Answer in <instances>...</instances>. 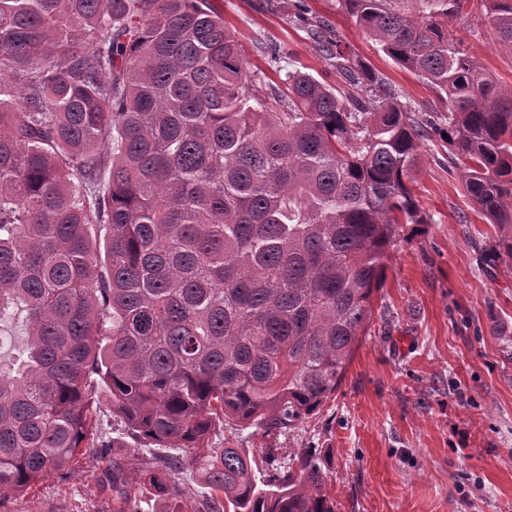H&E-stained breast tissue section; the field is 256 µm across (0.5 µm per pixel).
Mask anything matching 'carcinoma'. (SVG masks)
<instances>
[{"mask_svg": "<svg viewBox=\"0 0 512 512\" xmlns=\"http://www.w3.org/2000/svg\"><path fill=\"white\" fill-rule=\"evenodd\" d=\"M470 2L336 0L446 106L419 117L309 21L342 83L270 49L265 98L212 0H0V322L28 336L0 366V495L128 437L155 449L112 453V512L136 486L158 512H336L321 450L216 438L289 436L336 395L400 225L433 221L427 135L496 228L483 262L512 260V87L449 25ZM479 2L512 55V0ZM24 313L17 314L15 319L10 322L1 323L0 329L2 328L5 331H8L13 336V347L10 350V362L14 358H16L19 353L25 348L24 340H25V326L24 322Z\"/></svg>", "mask_w": 512, "mask_h": 512, "instance_id": "obj_1", "label": "carcinoma"}]
</instances>
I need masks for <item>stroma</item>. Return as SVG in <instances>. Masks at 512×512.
<instances>
[{"mask_svg":"<svg viewBox=\"0 0 512 512\" xmlns=\"http://www.w3.org/2000/svg\"><path fill=\"white\" fill-rule=\"evenodd\" d=\"M299 1L307 18L339 30L401 101L419 113L438 106L425 82L337 13L336 0ZM291 2L222 0L259 93L279 83L264 45L291 67L337 82ZM452 28L489 73L512 84V56L490 29L472 16ZM415 178V198L433 223L404 226L389 252L385 285L335 400L277 444L285 453H328L336 512H512V260L483 264L495 230L449 174L438 136L424 141ZM111 460L81 458L67 477L0 498V512H112L103 484Z\"/></svg>","mask_w":512,"mask_h":512,"instance_id":"obj_1","label":"stroma"}]
</instances>
